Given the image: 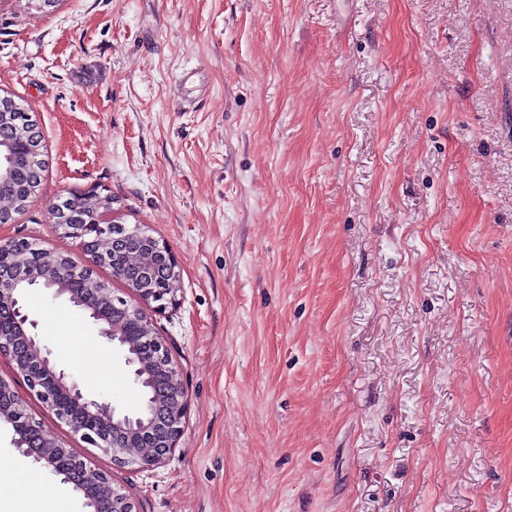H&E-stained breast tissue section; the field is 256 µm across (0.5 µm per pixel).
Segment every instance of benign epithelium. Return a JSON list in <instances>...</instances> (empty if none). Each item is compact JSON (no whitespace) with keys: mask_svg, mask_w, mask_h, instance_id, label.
Segmentation results:
<instances>
[{"mask_svg":"<svg viewBox=\"0 0 512 512\" xmlns=\"http://www.w3.org/2000/svg\"><path fill=\"white\" fill-rule=\"evenodd\" d=\"M133 238L144 241L146 253L163 263L173 279H179L174 253L139 224L97 225L95 238L83 241L92 259L85 266L68 260L71 273L91 276L93 268L108 263V253L125 250ZM8 245L22 246L38 256L41 268L25 279H0V359L12 362L28 388L56 417L89 445L110 456L114 466L143 468L165 464L182 433L188 398L164 340L154 331L150 312L176 305V289L155 288L147 276L129 289L127 300L111 298L112 288L103 281L95 288L80 290L62 283L48 284L53 298L65 299L72 308L92 319L98 336L123 353L124 364L147 401V408L139 415L120 413L111 401L86 394L73 373L57 368L51 350L32 333L36 323L24 311L21 298L25 290L44 278L55 255L27 240L6 241L0 248ZM156 370L165 372L169 378V390L163 394L155 387ZM1 422L12 427L14 445L23 455L50 473L63 476V481L74 490L80 492L83 483H92L99 495L110 502L112 512H137L134 501L112 486L109 473L90 466L49 435L23 408L13 384L2 378Z\"/></svg>","mask_w":512,"mask_h":512,"instance_id":"obj_1","label":"benign epithelium"}]
</instances>
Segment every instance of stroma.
<instances>
[{
    "instance_id": "stroma-1",
    "label": "stroma",
    "mask_w": 512,
    "mask_h": 512,
    "mask_svg": "<svg viewBox=\"0 0 512 512\" xmlns=\"http://www.w3.org/2000/svg\"><path fill=\"white\" fill-rule=\"evenodd\" d=\"M0 95L46 163L0 241L87 262L51 208L95 189L178 261L164 465L113 466L0 360L137 512H512V0H0ZM26 306L136 413L88 317Z\"/></svg>"
}]
</instances>
